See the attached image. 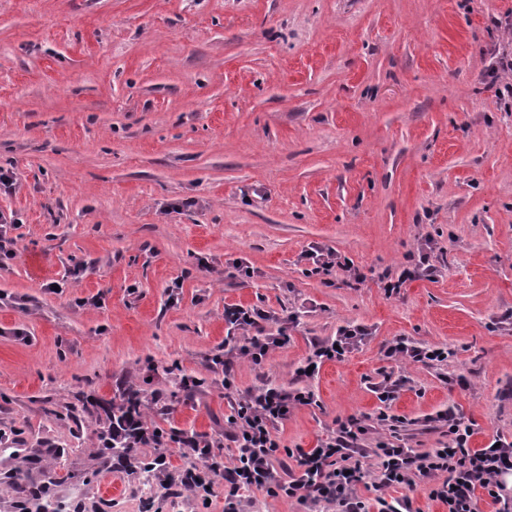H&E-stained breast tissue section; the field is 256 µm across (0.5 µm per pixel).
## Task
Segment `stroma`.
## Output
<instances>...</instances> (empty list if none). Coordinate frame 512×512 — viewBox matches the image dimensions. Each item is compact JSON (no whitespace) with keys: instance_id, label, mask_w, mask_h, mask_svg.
Returning a JSON list of instances; mask_svg holds the SVG:
<instances>
[{"instance_id":"35a3bbf8","label":"stroma","mask_w":512,"mask_h":512,"mask_svg":"<svg viewBox=\"0 0 512 512\" xmlns=\"http://www.w3.org/2000/svg\"><path fill=\"white\" fill-rule=\"evenodd\" d=\"M512 0H0V218L16 255L0 269V486L15 473L84 512H224L142 494L137 459L93 452L104 406L127 386L145 430L201 435L232 463L236 401L269 387L311 404L275 425L274 462L361 419L363 443L402 417L423 453L455 406L484 447L512 440ZM431 238V276L388 292ZM332 250L364 276L313 273ZM264 313L287 333L262 363L224 321ZM364 340L307 378L314 346ZM405 338L445 361L385 355ZM202 379L193 396L182 376ZM232 388H225V380ZM394 382L383 403L376 386ZM354 494L448 512L432 480Z\"/></svg>"}]
</instances>
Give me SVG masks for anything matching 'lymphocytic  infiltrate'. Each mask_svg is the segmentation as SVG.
Segmentation results:
<instances>
[{
    "label": "lymphocytic infiltrate",
    "mask_w": 512,
    "mask_h": 512,
    "mask_svg": "<svg viewBox=\"0 0 512 512\" xmlns=\"http://www.w3.org/2000/svg\"><path fill=\"white\" fill-rule=\"evenodd\" d=\"M309 401L308 392L278 388L239 401L229 433L239 453L224 470L228 486L224 512H243L239 493L252 489L302 504L332 500L340 512H366L364 502L353 494L365 478L359 441L366 429L358 419L341 423L334 438L315 448L297 449L296 474L284 479L274 471L273 461L280 450L274 424ZM434 420L444 428L447 440L430 452L420 454L387 438L377 442L379 488L410 483L418 474L434 480L430 496L445 504L448 512H479L476 492L480 489L498 504V512H512V494L506 490V479L512 476V441L491 442L476 450L470 446L473 425L461 414L448 408L437 412Z\"/></svg>",
    "instance_id": "obj_1"
}]
</instances>
